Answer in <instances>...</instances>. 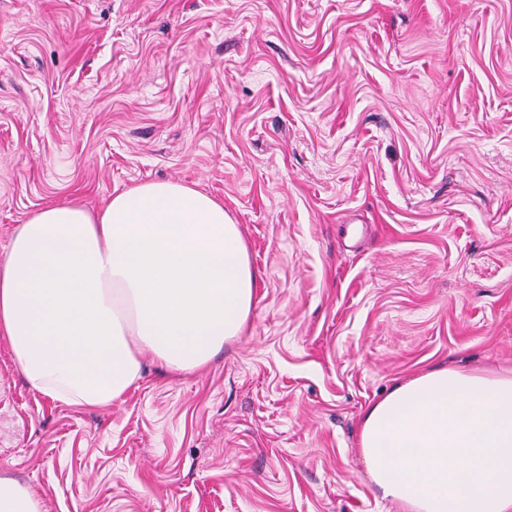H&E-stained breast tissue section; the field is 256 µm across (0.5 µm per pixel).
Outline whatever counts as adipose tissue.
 <instances>
[{"label":"adipose tissue","mask_w":512,"mask_h":512,"mask_svg":"<svg viewBox=\"0 0 512 512\" xmlns=\"http://www.w3.org/2000/svg\"><path fill=\"white\" fill-rule=\"evenodd\" d=\"M255 293L223 203L147 181L19 227L0 262V337L33 389L98 407L139 378L142 355L172 374L208 363ZM360 452L405 512H512V374L441 368L397 385L364 415Z\"/></svg>","instance_id":"obj_1"}]
</instances>
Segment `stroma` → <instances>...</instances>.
<instances>
[{"instance_id":"1","label":"stroma","mask_w":512,"mask_h":512,"mask_svg":"<svg viewBox=\"0 0 512 512\" xmlns=\"http://www.w3.org/2000/svg\"><path fill=\"white\" fill-rule=\"evenodd\" d=\"M147 180L223 202L247 326L100 408L0 339V475L46 512H403L366 410L512 371V0H0V259L36 210Z\"/></svg>"}]
</instances>
